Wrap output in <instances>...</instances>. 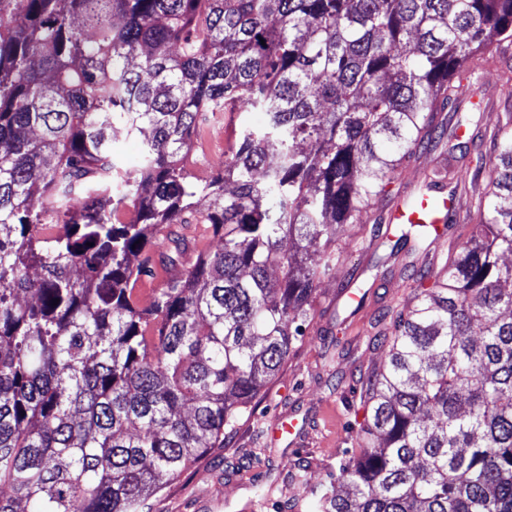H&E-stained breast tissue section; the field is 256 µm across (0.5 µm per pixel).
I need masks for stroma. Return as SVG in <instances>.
Returning <instances> with one entry per match:
<instances>
[{
	"instance_id": "stroma-1",
	"label": "stroma",
	"mask_w": 512,
	"mask_h": 512,
	"mask_svg": "<svg viewBox=\"0 0 512 512\" xmlns=\"http://www.w3.org/2000/svg\"><path fill=\"white\" fill-rule=\"evenodd\" d=\"M460 88L461 149L449 152L444 140L429 144L420 160L399 172L393 191L417 190L422 169L447 155L463 169L474 167L476 154L494 155L490 135L512 114V94L502 88L497 69L475 82L461 79ZM230 133L223 115L205 117L188 155L192 175L220 171ZM384 254L374 239L343 254L318 286L312 325L262 390L256 409L225 436L223 447L201 455L155 495L152 512H308L313 491L328 487L364 421L359 373L380 361L375 334L418 275L406 268L405 257L388 260ZM350 283L365 286L363 304L344 293ZM334 340L348 349L346 359L326 355ZM285 422L292 423V434L278 435Z\"/></svg>"
}]
</instances>
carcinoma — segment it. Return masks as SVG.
Masks as SVG:
<instances>
[{"mask_svg":"<svg viewBox=\"0 0 512 512\" xmlns=\"http://www.w3.org/2000/svg\"><path fill=\"white\" fill-rule=\"evenodd\" d=\"M494 43L512 0H0V512H145L252 410L339 233L430 262L388 186L456 137V79ZM209 112L265 123L200 179ZM495 140L476 225L391 311L356 451L312 512H512V127ZM467 174L436 164L421 189ZM198 218L217 243L178 272L194 241L173 225ZM160 239L173 274L143 305Z\"/></svg>","mask_w":512,"mask_h":512,"instance_id":"carcinoma-1","label":"carcinoma"}]
</instances>
